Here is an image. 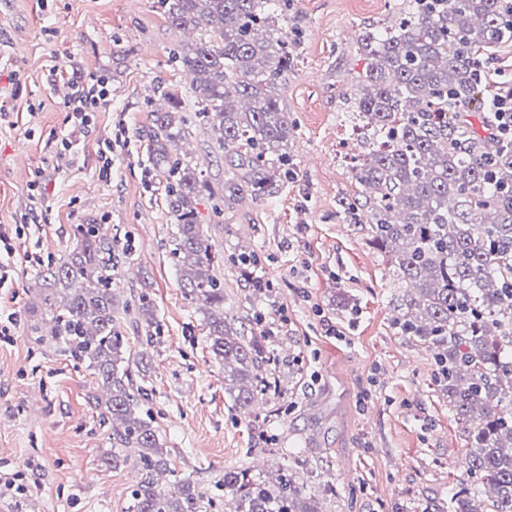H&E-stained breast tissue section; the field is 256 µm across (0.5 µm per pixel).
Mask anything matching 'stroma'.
Segmentation results:
<instances>
[{"label":"stroma","instance_id":"obj_1","mask_svg":"<svg viewBox=\"0 0 512 512\" xmlns=\"http://www.w3.org/2000/svg\"><path fill=\"white\" fill-rule=\"evenodd\" d=\"M407 8L408 0H289L281 26L297 55L281 100L296 125L297 174L273 197L243 199L228 213L209 196L197 201L222 258L225 313L278 358L281 393L259 396L246 416L184 297L165 182L138 136L157 107L144 87L178 85L193 114L197 95L174 59L189 35L158 0H0V230L15 251L0 288V318L15 319L0 338V512H128L138 477L134 461H104L112 441L94 375L59 345L36 341L27 322L39 299L34 278L72 249L76 224L110 229L121 256L113 289L124 301L148 292L154 309L145 407L170 451L165 492L188 477L220 498L225 469L265 479L290 465L321 512H431L447 501L467 449L434 356L396 327L397 282L384 257L361 225L336 216L359 189L349 156L362 122L344 104L364 67L357 36ZM92 75L108 79L111 106L65 150L62 89ZM119 130L125 140L106 182L99 146ZM245 250L273 295L245 290L234 262Z\"/></svg>","mask_w":512,"mask_h":512}]
</instances>
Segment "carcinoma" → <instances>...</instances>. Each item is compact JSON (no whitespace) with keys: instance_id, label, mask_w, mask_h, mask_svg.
Wrapping results in <instances>:
<instances>
[{"instance_id":"carcinoma-1","label":"carcinoma","mask_w":512,"mask_h":512,"mask_svg":"<svg viewBox=\"0 0 512 512\" xmlns=\"http://www.w3.org/2000/svg\"><path fill=\"white\" fill-rule=\"evenodd\" d=\"M167 21L199 32L175 59L199 93L198 112L181 115L177 89L159 85L165 106L152 112L139 136L154 171L168 184L185 299L203 315L209 348L224 367V390L241 410L264 392L272 353L246 339L224 314V287L214 275L218 256L204 234L195 202L208 195L228 210L248 194L264 201L294 176L288 142L295 123L281 104V78L293 61L279 27L285 0H159ZM512 43V0H413L396 27L367 31L365 60L352 78L351 103L367 135L351 157L364 192L340 202L337 217L363 224L368 242L386 258L406 291L396 325L434 353L439 386L461 425L466 477L448 509L512 512V141L492 140L463 126L458 110L485 109L487 94L512 97V83H491L488 60ZM208 126L228 168L215 183L177 152L193 119ZM496 178L490 177V172ZM76 247L37 275L41 308L29 311L35 339L62 346L93 371L106 400L99 418L112 429L116 466L137 452L139 479L129 512H208L213 501L184 478L178 494L158 486L168 469L154 417L143 410L142 360L115 319L117 242L100 224H77ZM146 342L153 315L139 298ZM476 481H471V478ZM224 512H321L297 490L291 469L275 482L246 470H224Z\"/></svg>"}]
</instances>
